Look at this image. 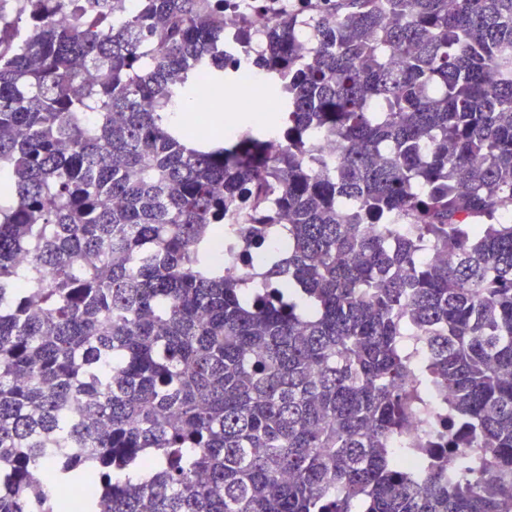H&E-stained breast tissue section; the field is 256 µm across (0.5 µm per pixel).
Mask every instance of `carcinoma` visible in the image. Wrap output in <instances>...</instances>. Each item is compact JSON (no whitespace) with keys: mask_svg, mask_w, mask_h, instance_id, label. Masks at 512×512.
<instances>
[{"mask_svg":"<svg viewBox=\"0 0 512 512\" xmlns=\"http://www.w3.org/2000/svg\"><path fill=\"white\" fill-rule=\"evenodd\" d=\"M116 2L0 8V512H512V0L273 18L280 149L174 119L241 80L224 0ZM273 202L288 267L224 274ZM448 392H437L432 405L424 417H416L410 426L399 436H393L389 440V446L400 448L401 442H414L422 445L427 435L436 432L447 418ZM426 444V442H425Z\"/></svg>","mask_w":512,"mask_h":512,"instance_id":"cac0c4a2","label":"carcinoma"}]
</instances>
